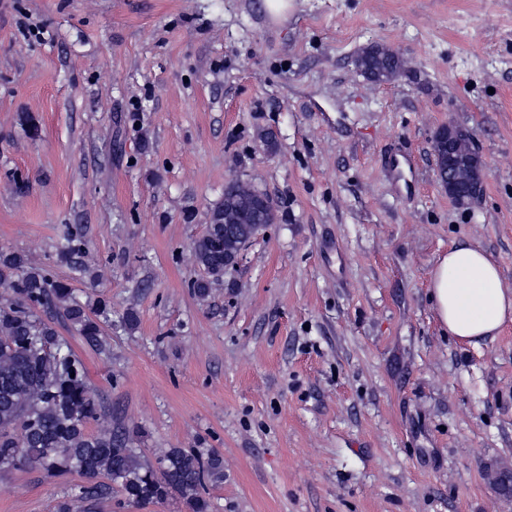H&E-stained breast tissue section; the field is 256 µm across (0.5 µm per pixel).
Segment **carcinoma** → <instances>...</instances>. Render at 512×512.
Masks as SVG:
<instances>
[{
  "instance_id": "obj_1",
  "label": "carcinoma",
  "mask_w": 512,
  "mask_h": 512,
  "mask_svg": "<svg viewBox=\"0 0 512 512\" xmlns=\"http://www.w3.org/2000/svg\"><path fill=\"white\" fill-rule=\"evenodd\" d=\"M356 67L375 82L404 69L399 54L370 44ZM84 224H67L58 259L81 277L90 274ZM199 270L191 288L202 301L224 284V225L206 224L192 247ZM104 297L80 300L50 265L18 250L0 251V472L28 466L50 475L72 471L83 484L59 501L56 512H94L112 495L118 505L173 501L180 512H210L208 485L224 481L215 450L165 448L155 460L137 448L128 428L91 390L82 359L59 331L75 332L101 355L111 352Z\"/></svg>"
}]
</instances>
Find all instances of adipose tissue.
Here are the masks:
<instances>
[{"label":"adipose tissue","mask_w":512,"mask_h":512,"mask_svg":"<svg viewBox=\"0 0 512 512\" xmlns=\"http://www.w3.org/2000/svg\"><path fill=\"white\" fill-rule=\"evenodd\" d=\"M429 295L442 327L471 345L495 336L512 317V290L503 286L496 264L467 245L441 257Z\"/></svg>","instance_id":"1"}]
</instances>
